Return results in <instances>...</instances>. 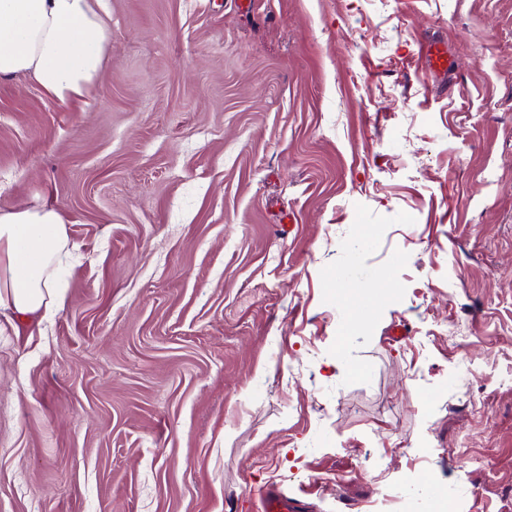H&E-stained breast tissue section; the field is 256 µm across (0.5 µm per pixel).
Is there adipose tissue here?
Returning a JSON list of instances; mask_svg holds the SVG:
<instances>
[{
    "instance_id": "adipose-tissue-1",
    "label": "adipose tissue",
    "mask_w": 512,
    "mask_h": 512,
    "mask_svg": "<svg viewBox=\"0 0 512 512\" xmlns=\"http://www.w3.org/2000/svg\"><path fill=\"white\" fill-rule=\"evenodd\" d=\"M111 35L110 0H0V77L25 74L59 106H91ZM68 245L55 208L0 207V319L53 309Z\"/></svg>"
}]
</instances>
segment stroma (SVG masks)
Instances as JSON below:
<instances>
[{
    "label": "stroma",
    "mask_w": 512,
    "mask_h": 512,
    "mask_svg": "<svg viewBox=\"0 0 512 512\" xmlns=\"http://www.w3.org/2000/svg\"><path fill=\"white\" fill-rule=\"evenodd\" d=\"M111 6L93 110L0 79V206L74 249L0 512H512V0ZM421 66L426 74H439L448 69L447 51L440 47V42L431 41L419 49ZM261 512H303L301 504L278 488L265 487L256 493Z\"/></svg>",
    "instance_id": "1"
}]
</instances>
